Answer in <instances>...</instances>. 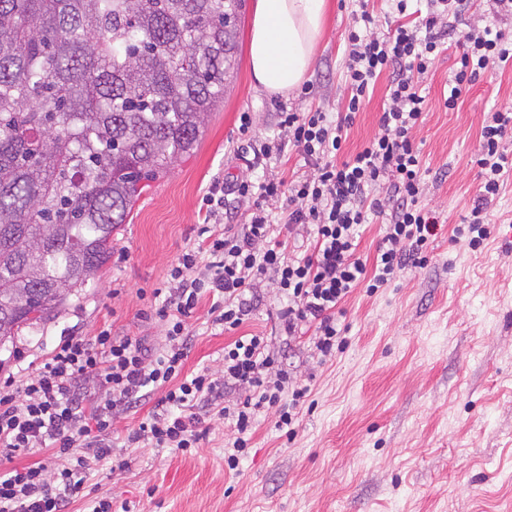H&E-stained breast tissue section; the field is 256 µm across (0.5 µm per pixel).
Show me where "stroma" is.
<instances>
[{"label":"stroma","mask_w":512,"mask_h":512,"mask_svg":"<svg viewBox=\"0 0 512 512\" xmlns=\"http://www.w3.org/2000/svg\"><path fill=\"white\" fill-rule=\"evenodd\" d=\"M324 36L305 81L310 94L285 96L257 85L249 68L255 0H245L234 81L196 154L178 163L136 202L112 238L99 279L59 314L25 326L0 348V382L21 380L59 337L89 338L111 327L149 343L161 321L138 319L165 287L167 273L196 236L202 197L214 176L259 181L236 157L242 113L250 136L277 132L278 103L336 112L345 96V30L354 0H329ZM379 79L347 131L345 154L373 135L384 105ZM512 108V65L481 74L452 111L433 108L416 133L426 169L423 202L439 214L425 268L405 271L342 303L347 344L326 363L307 358L301 342L278 334L280 302L272 297L241 326L289 356L311 388L295 435L286 438L275 411L262 413L237 470L224 463L235 434L218 415L205 421L199 452L182 454L121 439L150 411L123 414L112 452L85 474L67 512H91L107 500L112 512H512V177L486 212L494 231L478 250L458 239L478 185L474 154L485 113ZM210 300L191 320L186 372L221 369L231 333L211 325Z\"/></svg>","instance_id":"1"}]
</instances>
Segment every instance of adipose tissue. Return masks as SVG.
<instances>
[{"mask_svg": "<svg viewBox=\"0 0 512 512\" xmlns=\"http://www.w3.org/2000/svg\"><path fill=\"white\" fill-rule=\"evenodd\" d=\"M327 0H256L249 42L255 82L289 94L306 80L325 33Z\"/></svg>", "mask_w": 512, "mask_h": 512, "instance_id": "ef3b65f1", "label": "adipose tissue"}]
</instances>
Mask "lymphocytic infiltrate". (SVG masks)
Segmentation results:
<instances>
[{
    "instance_id": "f902f5d3",
    "label": "lymphocytic infiltrate",
    "mask_w": 512,
    "mask_h": 512,
    "mask_svg": "<svg viewBox=\"0 0 512 512\" xmlns=\"http://www.w3.org/2000/svg\"><path fill=\"white\" fill-rule=\"evenodd\" d=\"M426 2V10L413 11L409 0H388L383 26L367 8L353 11L346 95L336 118L283 103L276 137L238 146L247 168L256 169L292 145L309 170L288 181L270 175L228 186L213 179L196 239L170 269L167 288L154 290L158 305L139 314L164 323L159 343L108 329L90 340L64 336L22 384H0V460L11 463L0 472V512H65L92 461L109 454L114 420L149 400L154 406L129 431L128 444L178 452L198 447L205 435L201 413L214 407L234 428L226 458L232 470L261 413L276 410L278 428L293 426L309 385L284 366L267 337L238 333L260 302L258 287L272 286L284 302L278 314L283 341L307 336L310 356L320 363L342 349L341 302L355 288L376 292L428 262L438 218L420 203L425 182L415 133L431 107L422 79L444 51L456 49L459 66L441 98L449 111L480 73L512 63V29L493 26L483 15L454 41L453 21L471 0ZM383 76L386 103L376 132L361 151L342 157L348 128ZM475 163L480 185L466 229L473 249L492 233L484 214L512 168V108L483 120ZM229 195L246 204L244 223H225ZM279 200L286 203V220L276 224L270 207ZM377 217L384 220L383 232L367 263L357 254L359 229ZM208 295L212 323L236 338L224 347L222 370L188 374L191 320ZM34 448L69 450L73 457L52 475L40 462L13 465L16 454Z\"/></svg>"
}]
</instances>
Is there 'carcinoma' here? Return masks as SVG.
Masks as SVG:
<instances>
[{
    "label": "carcinoma",
    "mask_w": 512,
    "mask_h": 512,
    "mask_svg": "<svg viewBox=\"0 0 512 512\" xmlns=\"http://www.w3.org/2000/svg\"><path fill=\"white\" fill-rule=\"evenodd\" d=\"M245 0H0V346L93 284L220 110Z\"/></svg>",
    "instance_id": "carcinoma-1"
}]
</instances>
